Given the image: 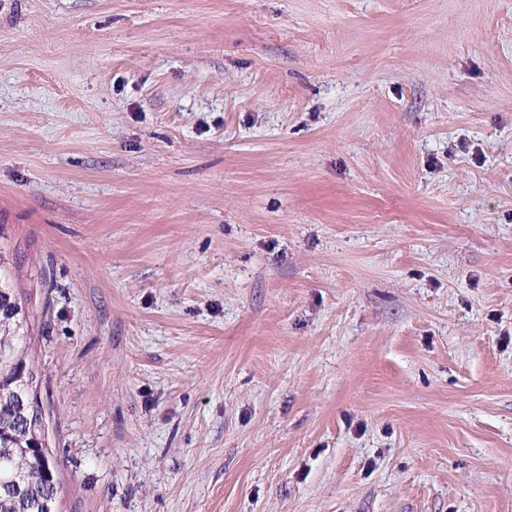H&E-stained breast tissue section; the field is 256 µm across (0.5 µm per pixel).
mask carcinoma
<instances>
[{"label": "carcinoma", "mask_w": 512, "mask_h": 512, "mask_svg": "<svg viewBox=\"0 0 512 512\" xmlns=\"http://www.w3.org/2000/svg\"><path fill=\"white\" fill-rule=\"evenodd\" d=\"M16 267L17 257L0 249V472L20 475L0 485V512H44V502L56 500L55 462L30 448L45 425L34 394L28 313L15 293Z\"/></svg>", "instance_id": "carcinoma-1"}]
</instances>
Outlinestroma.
<instances>
[{
  "mask_svg": "<svg viewBox=\"0 0 512 512\" xmlns=\"http://www.w3.org/2000/svg\"><path fill=\"white\" fill-rule=\"evenodd\" d=\"M0 241L56 512H512V0H0Z\"/></svg>",
  "mask_w": 512,
  "mask_h": 512,
  "instance_id": "obj_1",
  "label": "stroma"
}]
</instances>
